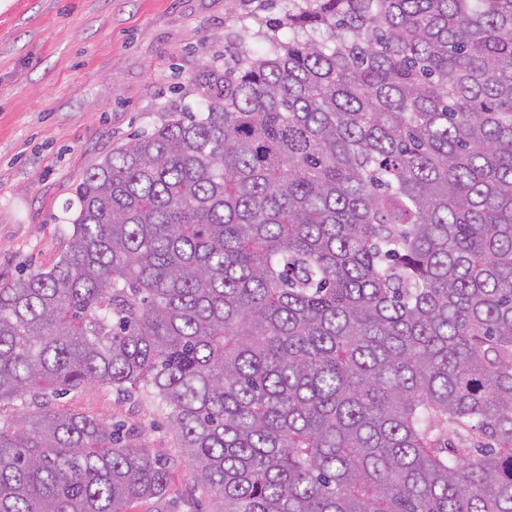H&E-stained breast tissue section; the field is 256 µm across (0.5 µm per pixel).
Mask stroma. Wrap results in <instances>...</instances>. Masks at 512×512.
<instances>
[{
  "mask_svg": "<svg viewBox=\"0 0 512 512\" xmlns=\"http://www.w3.org/2000/svg\"><path fill=\"white\" fill-rule=\"evenodd\" d=\"M288 0H0V284L51 267L71 233L65 207L112 148L194 105L182 87L266 51ZM55 409L132 428L180 458L155 401L90 384Z\"/></svg>",
  "mask_w": 512,
  "mask_h": 512,
  "instance_id": "stroma-1",
  "label": "stroma"
}]
</instances>
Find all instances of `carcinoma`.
<instances>
[{
	"mask_svg": "<svg viewBox=\"0 0 512 512\" xmlns=\"http://www.w3.org/2000/svg\"><path fill=\"white\" fill-rule=\"evenodd\" d=\"M266 26L0 286V512H174L176 460L51 406L90 383L159 401L216 512H512V0Z\"/></svg>",
	"mask_w": 512,
	"mask_h": 512,
	"instance_id": "obj_1",
	"label": "carcinoma"
}]
</instances>
